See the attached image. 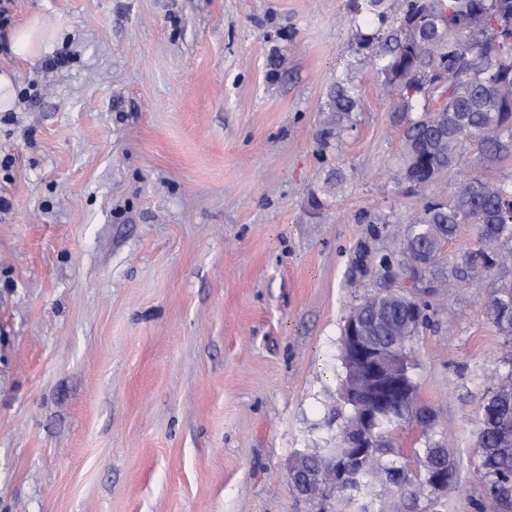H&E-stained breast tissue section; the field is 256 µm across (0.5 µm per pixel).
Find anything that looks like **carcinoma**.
<instances>
[{
	"instance_id": "cac0c4a2",
	"label": "carcinoma",
	"mask_w": 512,
	"mask_h": 512,
	"mask_svg": "<svg viewBox=\"0 0 512 512\" xmlns=\"http://www.w3.org/2000/svg\"><path fill=\"white\" fill-rule=\"evenodd\" d=\"M362 15L353 33L355 63L381 79L384 89L398 99L397 111L406 119L402 144L404 165L397 189L416 193L450 171L459 170L466 142H477L481 154L496 159L512 150V0H350ZM361 107L357 85L339 76L325 92L316 143L321 152L340 147L354 128L353 116ZM447 225L448 237L429 241L433 273L418 274L406 259L392 262L381 257L370 272L396 280L404 276L425 283L431 293L452 283H469L470 272L492 275L512 259V183L491 184L459 174L457 186L446 198H429L408 221L400 241L411 234L423 237L428 225ZM471 225L480 248L460 256L445 254L459 228ZM380 294L367 297L356 309L364 315L367 332L375 333L376 304ZM512 306V279L500 281L490 301V316L500 333L512 336V321L501 311ZM430 303L415 317L395 318V331L406 337L399 353L412 359L413 338L427 319ZM511 366L481 406L478 437L479 479L490 494L506 501L512 495V444L500 441L499 425L512 423ZM417 408L386 418L377 425L376 438L392 439L389 448L354 466L346 490L336 495V512H372L374 501L385 503L388 487L384 473L424 460L443 448L430 442L423 448H404L393 436L404 424L420 427L426 437L434 423L423 424ZM357 442V429L345 421L336 448H314L310 465L333 454L342 455ZM448 487L437 482L394 486L404 497V512H436L434 506Z\"/></svg>"
}]
</instances>
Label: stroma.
<instances>
[{"mask_svg": "<svg viewBox=\"0 0 512 512\" xmlns=\"http://www.w3.org/2000/svg\"><path fill=\"white\" fill-rule=\"evenodd\" d=\"M57 30L37 62L0 38V512H308L285 471L332 448L341 329L398 250L396 100L354 57L349 0H12ZM354 131L320 152L328 85ZM345 182L321 192L326 171ZM512 181V154H462ZM445 289L413 342L453 486L438 512H512L477 467L479 411L508 370L488 303ZM360 107L361 96L350 77L339 76L330 83L320 110L325 115L316 133V143L321 152L340 147L344 135L354 128L353 116Z\"/></svg>", "mask_w": 512, "mask_h": 512, "instance_id": "obj_1", "label": "stroma"}]
</instances>
